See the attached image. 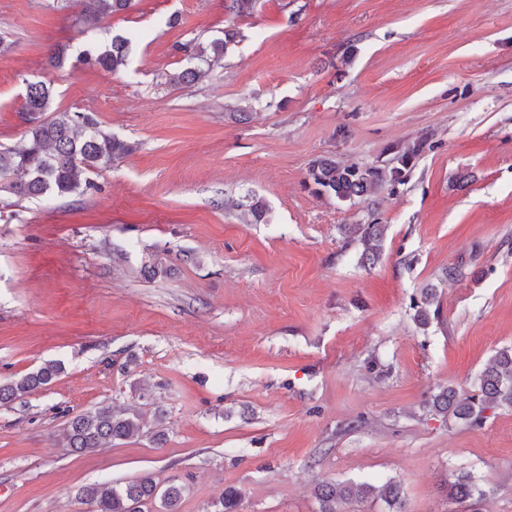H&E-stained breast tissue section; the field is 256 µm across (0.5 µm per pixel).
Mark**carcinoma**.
Here are the masks:
<instances>
[{"mask_svg":"<svg viewBox=\"0 0 512 512\" xmlns=\"http://www.w3.org/2000/svg\"><path fill=\"white\" fill-rule=\"evenodd\" d=\"M78 9L77 20L85 25L99 18L126 12L132 0H71ZM234 29L224 31L203 47L188 43L183 51L192 60L211 66L224 57L235 42ZM131 38L115 35L110 43L87 46L80 50L77 61L104 72L116 73L128 65ZM200 66L187 67L166 75L174 85H191L204 77ZM55 93L44 81H31L25 87L22 120L29 125L27 143L17 150H0V189L18 198L46 194L63 197L77 192L83 185L84 175L92 170L106 169L112 163L130 155L135 145L104 131L100 123L89 114L57 112L47 119ZM424 147L419 140L398 152L397 165H359L340 163L332 159H316L308 169L309 180L317 190L339 199H365L385 184L405 181L410 159ZM347 239L362 246L363 265L377 262L383 251L386 225L378 223L351 224L346 227ZM414 319L426 326L440 314L436 289L424 288L413 300ZM61 372V366L48 363L19 379L0 383V405L24 402L33 391L49 385ZM497 408L512 409V347L495 352L479 372L475 385L466 392L453 387H442L424 401L427 414L469 427H480L487 419L485 412ZM143 423L139 414L129 409L110 406L80 413L67 420L59 434L62 447L74 453H91L105 445L140 436ZM447 482L448 498L466 503L470 512H480L484 494L476 480L465 471L451 473ZM186 491L180 483L160 487L150 476H144L122 487L110 483H97L79 489L78 495L95 503L96 512H179ZM378 495L390 512H409L400 485L389 480L380 487L369 483H348L327 480L319 484L314 495L318 512H344L342 506ZM214 512H239V492L228 487L224 495L213 503Z\"/></svg>","mask_w":512,"mask_h":512,"instance_id":"cac0c4a2","label":"carcinoma"}]
</instances>
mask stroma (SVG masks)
Returning a JSON list of instances; mask_svg holds the SVG:
<instances>
[{
  "instance_id": "stroma-1",
  "label": "stroma",
  "mask_w": 512,
  "mask_h": 512,
  "mask_svg": "<svg viewBox=\"0 0 512 512\" xmlns=\"http://www.w3.org/2000/svg\"><path fill=\"white\" fill-rule=\"evenodd\" d=\"M224 3L132 0L87 28L66 0H0V148L23 144L37 80L136 145L81 194L0 191V381L64 368L0 406V512H95L79 488L147 474L187 484L180 512L228 487L241 512H318L328 478L465 512L443 490L460 464L483 512H512V410L471 428L421 408L512 347V0H254L235 19ZM230 26L205 78L166 82L190 65L180 45ZM117 33L135 37L125 69L77 63ZM422 137L371 202L307 177ZM253 197L264 221L243 213ZM371 221L387 231L368 270L343 227ZM451 265L466 278L444 280ZM429 284L440 315L421 327L410 301ZM108 405L138 411L143 435L61 447L71 416Z\"/></svg>"
}]
</instances>
